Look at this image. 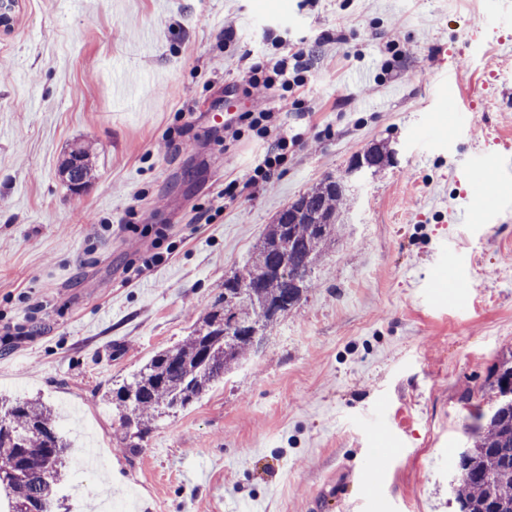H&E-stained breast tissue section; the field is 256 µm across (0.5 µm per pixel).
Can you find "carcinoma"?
<instances>
[{
	"mask_svg": "<svg viewBox=\"0 0 512 512\" xmlns=\"http://www.w3.org/2000/svg\"><path fill=\"white\" fill-rule=\"evenodd\" d=\"M70 156L81 157L83 166L74 178L69 162H64V182L69 188L75 180L86 185L92 172L88 153L77 148ZM385 159L383 149L374 146L353 166L375 173ZM345 201V185L326 179L278 214L244 272L224 281V294L213 302L200 327L183 341L155 352L113 392V399L123 407L121 421L127 434L140 438L157 418L188 408L254 352L250 336L224 335V319L248 324L261 315L265 331L299 305L314 286L312 276H279L277 270L288 259L295 268L313 271L321 253L338 236ZM254 275L261 288L252 296H234L236 285ZM232 296L235 302L225 307L224 301ZM490 391L488 409L475 416L470 446L455 459L452 495L457 512H512V351L494 366ZM0 404L12 416L11 426L0 428V467L10 464L0 470V490L9 512H23L27 504L36 512H59L57 490L69 475L65 456L71 445L58 429L55 412L36 400Z\"/></svg>",
	"mask_w": 512,
	"mask_h": 512,
	"instance_id": "1",
	"label": "carcinoma"
}]
</instances>
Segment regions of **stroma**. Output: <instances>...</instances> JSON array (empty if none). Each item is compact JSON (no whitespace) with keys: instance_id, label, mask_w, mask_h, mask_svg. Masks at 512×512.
<instances>
[{"instance_id":"1","label":"stroma","mask_w":512,"mask_h":512,"mask_svg":"<svg viewBox=\"0 0 512 512\" xmlns=\"http://www.w3.org/2000/svg\"><path fill=\"white\" fill-rule=\"evenodd\" d=\"M401 56L391 59L390 40ZM302 52V133L272 191L267 143L212 115L249 65ZM512 0H18L0 28V396L71 445L60 512H454L453 453L512 350ZM94 179L60 174L76 146ZM374 145L392 158L350 173ZM338 240L255 356L131 447L107 398L189 335L280 210L325 177ZM164 263L126 281L131 244ZM395 456L376 475L369 462Z\"/></svg>"}]
</instances>
